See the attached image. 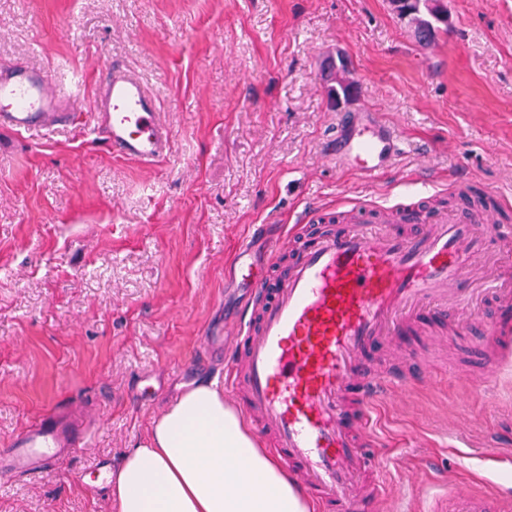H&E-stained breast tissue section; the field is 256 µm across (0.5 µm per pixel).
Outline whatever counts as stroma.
I'll list each match as a JSON object with an SVG mask.
<instances>
[{"label": "stroma", "mask_w": 512, "mask_h": 512, "mask_svg": "<svg viewBox=\"0 0 512 512\" xmlns=\"http://www.w3.org/2000/svg\"><path fill=\"white\" fill-rule=\"evenodd\" d=\"M450 27L418 45L390 0H0V66L45 67L93 93L116 59L155 94L170 161L119 157L71 127L0 129V448L43 416L80 408L91 444L39 479L0 480V512H111L80 480L119 463L193 383L224 377L225 328L246 290L230 268L284 276L270 239L308 205L336 214L389 196L411 204L500 193L512 224V0H445ZM342 55L357 93L329 99ZM375 112L406 141L376 184L326 155L336 125ZM267 233L255 236L251 227ZM407 376L380 408L388 450L369 512H431L451 489H512V368L495 388L446 323L425 320L368 357Z\"/></svg>", "instance_id": "35a3bbf8"}]
</instances>
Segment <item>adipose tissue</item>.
Wrapping results in <instances>:
<instances>
[{"mask_svg": "<svg viewBox=\"0 0 512 512\" xmlns=\"http://www.w3.org/2000/svg\"><path fill=\"white\" fill-rule=\"evenodd\" d=\"M117 512H310L214 382L181 393L108 477Z\"/></svg>", "mask_w": 512, "mask_h": 512, "instance_id": "ef3b65f1", "label": "adipose tissue"}]
</instances>
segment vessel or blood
<instances>
[{
    "label": "vessel or blood",
    "mask_w": 512,
    "mask_h": 512,
    "mask_svg": "<svg viewBox=\"0 0 512 512\" xmlns=\"http://www.w3.org/2000/svg\"><path fill=\"white\" fill-rule=\"evenodd\" d=\"M93 135L118 155L152 165L172 155V134L155 97L127 66L104 64L91 105L58 87L51 70L15 63L0 68V128L16 133L80 126L84 110ZM402 140L377 113L337 126L330 155L344 169L373 181L391 166ZM385 223L374 226L376 216ZM387 201L350 210L340 230L288 235L271 255L291 250L288 275L276 283L240 266L253 309L235 323L237 344L225 385L248 417L272 440L276 460L303 494L327 512H363L380 485L362 493L367 472L380 470L376 406L399 376L369 371L367 355L425 314L444 319L467 302L482 259L512 240V225L496 209L474 203L436 213L409 235L412 220ZM496 366L512 364V322L493 324ZM91 431L79 412L40 419L0 448V477L38 478L44 463L87 447ZM512 491L449 493L436 512H505Z\"/></svg>",
    "instance_id": "vessel-or-blood-1"
}]
</instances>
